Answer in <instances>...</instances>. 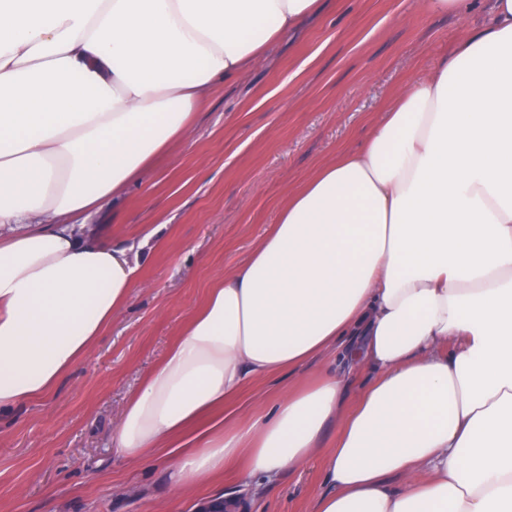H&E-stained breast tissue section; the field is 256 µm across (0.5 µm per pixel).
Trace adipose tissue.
<instances>
[{
  "label": "adipose tissue",
  "mask_w": 512,
  "mask_h": 512,
  "mask_svg": "<svg viewBox=\"0 0 512 512\" xmlns=\"http://www.w3.org/2000/svg\"><path fill=\"white\" fill-rule=\"evenodd\" d=\"M323 7L0 0V413L53 391L139 285L132 246L96 238L102 203ZM328 352L338 367L309 375ZM281 375L270 412L169 463L176 493L239 459L258 490L320 456L313 512H512V0L289 193L128 399L113 446L149 459Z\"/></svg>",
  "instance_id": "adipose-tissue-1"
}]
</instances>
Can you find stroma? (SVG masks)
I'll return each mask as SVG.
<instances>
[{
  "instance_id": "obj_1",
  "label": "stroma",
  "mask_w": 512,
  "mask_h": 512,
  "mask_svg": "<svg viewBox=\"0 0 512 512\" xmlns=\"http://www.w3.org/2000/svg\"><path fill=\"white\" fill-rule=\"evenodd\" d=\"M429 12L422 0H330L245 75L217 86L187 141L94 218L102 239L156 242L135 253L140 286L104 336L49 394L0 418V512H197L220 493L247 512H311L323 464L283 473L262 491L239 465L183 494L162 457H119L112 431L128 397L161 361L209 288L243 262L291 191L364 140L393 93L430 70L488 13ZM281 381L248 384L201 421L270 409Z\"/></svg>"
}]
</instances>
